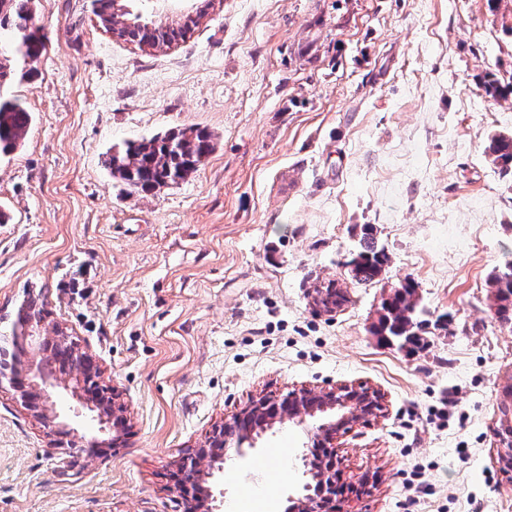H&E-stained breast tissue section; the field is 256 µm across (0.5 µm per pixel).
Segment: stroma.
<instances>
[{
  "mask_svg": "<svg viewBox=\"0 0 512 512\" xmlns=\"http://www.w3.org/2000/svg\"><path fill=\"white\" fill-rule=\"evenodd\" d=\"M48 48L13 91L33 116L0 159V312L43 290L51 322L116 386L128 422L85 461L0 389V512H183L168 466L251 396L364 382L383 417L338 442L336 512H512L494 429L512 380V323L490 308L512 262V0H217L185 40L146 53L95 24L87 0H36ZM211 132L199 170L127 194L113 145ZM389 261L347 280L364 233ZM418 285L419 346L372 331L384 291ZM335 280L349 301L318 313ZM301 428L228 452L224 512H283L304 477ZM287 449V462L274 456ZM374 478L371 493L353 491ZM489 151L493 162L500 165L502 170L512 172V138L498 136L491 140ZM341 288L343 287H338L336 282L312 288L309 293L310 303L324 314L331 315L336 312L337 298L340 297Z\"/></svg>",
  "mask_w": 512,
  "mask_h": 512,
  "instance_id": "1",
  "label": "stroma"
}]
</instances>
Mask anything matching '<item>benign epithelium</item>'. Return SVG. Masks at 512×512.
I'll list each match as a JSON object with an SVG mask.
<instances>
[{"label":"benign epithelium","mask_w":512,"mask_h":512,"mask_svg":"<svg viewBox=\"0 0 512 512\" xmlns=\"http://www.w3.org/2000/svg\"><path fill=\"white\" fill-rule=\"evenodd\" d=\"M340 287L332 282L309 293L310 303L330 315L336 312ZM11 361L0 363V388L8 385L27 414L47 429L55 445L70 450L100 448L105 437L117 442L126 424L125 407L115 388L97 392L88 383L101 374L91 355L68 333L22 308L12 323ZM66 392L99 424L102 437L87 436L61 415L54 397ZM382 395L363 383H345L331 389L300 387L285 395H263L242 408L231 421L215 426L206 439L175 464L172 491L186 495L184 512H223L224 492L215 490V478L224 471V452L253 447L256 437L286 422L307 429L308 442L301 463L308 476L303 492L289 498L288 512H335L338 461L333 452L322 457L315 449L328 448L354 427L380 417ZM502 418L495 429L500 468L512 470V384L500 403Z\"/></svg>","instance_id":"benign-epithelium-1"}]
</instances>
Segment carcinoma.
<instances>
[{
	"mask_svg": "<svg viewBox=\"0 0 512 512\" xmlns=\"http://www.w3.org/2000/svg\"><path fill=\"white\" fill-rule=\"evenodd\" d=\"M34 0H8L0 9V33L13 34L12 50L5 49L0 36V158L14 153L23 145L32 123L31 112L9 88L28 73L15 66L18 57L34 60L42 55L47 35L34 18ZM215 143L204 129L184 127L171 129L149 138L128 140L119 150L104 160L112 178L120 181L130 193L157 191L176 184L198 170L212 154ZM489 151L493 162L502 170L512 172V138L498 136L491 140ZM388 257L374 239H363L360 250L349 261L347 276L356 285H371L379 281ZM494 315L501 321L512 322V272L501 268L493 278ZM416 285L406 279L396 286L388 299L381 301L377 331L391 342L403 346L418 341Z\"/></svg>",
	"mask_w": 512,
	"mask_h": 512,
	"instance_id": "obj_1",
	"label": "carcinoma"
}]
</instances>
